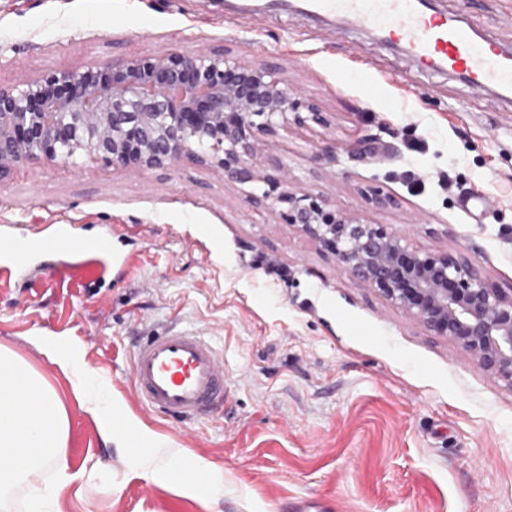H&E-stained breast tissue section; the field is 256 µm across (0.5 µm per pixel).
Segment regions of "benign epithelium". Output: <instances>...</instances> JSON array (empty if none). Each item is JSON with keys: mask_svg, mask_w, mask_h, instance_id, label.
<instances>
[{"mask_svg": "<svg viewBox=\"0 0 512 512\" xmlns=\"http://www.w3.org/2000/svg\"><path fill=\"white\" fill-rule=\"evenodd\" d=\"M322 125L318 106L267 64L229 51L145 55L60 70L0 86V177L28 160H101L147 171L183 157L230 184L288 183L252 162L262 137ZM279 216L335 253L340 272L364 281L478 369L512 387V295L489 287L466 258L424 253L406 236L282 191Z\"/></svg>", "mask_w": 512, "mask_h": 512, "instance_id": "1", "label": "benign epithelium"}]
</instances>
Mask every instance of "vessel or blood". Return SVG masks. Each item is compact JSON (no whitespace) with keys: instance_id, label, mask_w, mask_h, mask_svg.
I'll list each match as a JSON object with an SVG mask.
<instances>
[{"instance_id":"1","label":"vessel or blood","mask_w":512,"mask_h":512,"mask_svg":"<svg viewBox=\"0 0 512 512\" xmlns=\"http://www.w3.org/2000/svg\"><path fill=\"white\" fill-rule=\"evenodd\" d=\"M306 12L331 14L377 30L400 43L427 71L461 75L471 89L512 95V54L477 35L465 17L448 18L426 0H304ZM60 255L51 273L55 287L103 278L113 261L107 236L89 240L73 225L58 224L52 237L36 233L0 236V281L29 276L44 252ZM131 396L159 417L192 422L215 415L229 395L224 357L198 330L172 327L143 337L131 356Z\"/></svg>"}]
</instances>
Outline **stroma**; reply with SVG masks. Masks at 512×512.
<instances>
[{"label": "stroma", "mask_w": 512, "mask_h": 512, "mask_svg": "<svg viewBox=\"0 0 512 512\" xmlns=\"http://www.w3.org/2000/svg\"><path fill=\"white\" fill-rule=\"evenodd\" d=\"M478 34L512 50V0H473ZM228 50L269 63L327 125L260 140L255 164L412 247L472 260L512 291V99L425 72L400 47L300 0H0V86L119 58ZM336 143L339 161H314ZM390 201L378 206L370 188ZM185 158L134 174L100 160L20 163L0 177V228L73 220L129 257L96 284L0 286V346L64 401L73 475L56 512H512V386L460 361L271 200ZM478 196V213L463 201ZM170 323L224 355L231 401L217 418L152 416L129 394L132 344ZM60 336L121 412L224 473L196 491L142 473L80 409L36 345Z\"/></svg>", "instance_id": "obj_1"}]
</instances>
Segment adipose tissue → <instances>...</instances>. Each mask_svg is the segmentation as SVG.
I'll return each mask as SVG.
<instances>
[{"label":"adipose tissue","instance_id":"adipose-tissue-1","mask_svg":"<svg viewBox=\"0 0 512 512\" xmlns=\"http://www.w3.org/2000/svg\"><path fill=\"white\" fill-rule=\"evenodd\" d=\"M48 355L71 381L80 408L90 413L105 431H112V393L108 384L87 370L74 355L49 350ZM23 383L28 392L15 403L0 400V493L49 469L51 483L37 493L31 512H51L71 476L65 453L69 419L61 398L47 381L13 351L0 347V386Z\"/></svg>","mask_w":512,"mask_h":512}]
</instances>
